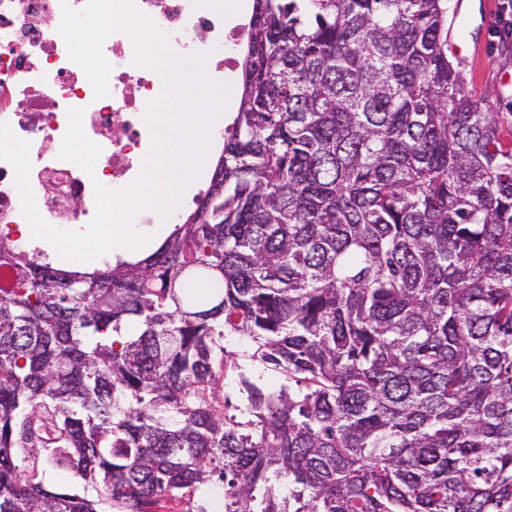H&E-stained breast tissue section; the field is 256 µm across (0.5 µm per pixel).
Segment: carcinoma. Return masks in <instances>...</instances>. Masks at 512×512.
<instances>
[{
	"label": "carcinoma",
	"instance_id": "1",
	"mask_svg": "<svg viewBox=\"0 0 512 512\" xmlns=\"http://www.w3.org/2000/svg\"><path fill=\"white\" fill-rule=\"evenodd\" d=\"M241 71L149 255L65 268L0 235V512L216 480L224 512H512V120L448 60L447 0H255ZM226 333L295 385L243 380L246 421L209 395Z\"/></svg>",
	"mask_w": 512,
	"mask_h": 512
}]
</instances>
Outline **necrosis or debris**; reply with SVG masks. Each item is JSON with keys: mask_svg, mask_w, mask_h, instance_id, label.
<instances>
[{"mask_svg": "<svg viewBox=\"0 0 512 512\" xmlns=\"http://www.w3.org/2000/svg\"><path fill=\"white\" fill-rule=\"evenodd\" d=\"M65 3L79 10L86 0H0V123L29 141L30 185L39 213L62 228L93 219L94 183L119 190L139 176L152 143L144 114L157 87L155 72L135 64L132 38L116 32L102 46L111 66L109 94L95 98L58 32ZM135 5L167 35L177 55L207 56L212 78L239 67L235 49L247 27L226 26L210 0H135ZM72 108L83 109L84 132L101 148L90 175L59 156ZM25 221L14 168L0 160V234L22 240Z\"/></svg>", "mask_w": 512, "mask_h": 512, "instance_id": "4bbe7bcc", "label": "necrosis or debris"}]
</instances>
